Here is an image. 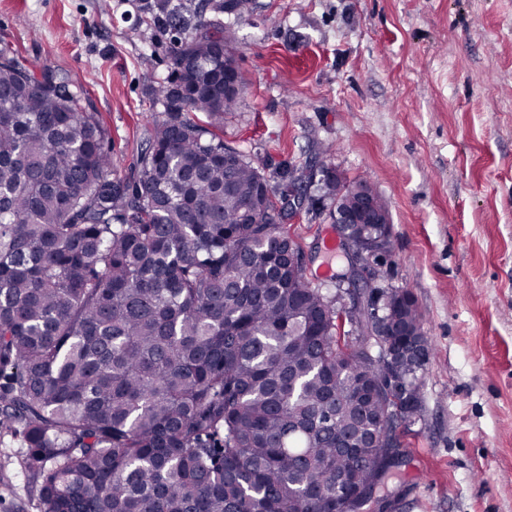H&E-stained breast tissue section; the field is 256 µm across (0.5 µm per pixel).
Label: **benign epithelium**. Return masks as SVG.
Wrapping results in <instances>:
<instances>
[{
  "label": "benign epithelium",
  "mask_w": 512,
  "mask_h": 512,
  "mask_svg": "<svg viewBox=\"0 0 512 512\" xmlns=\"http://www.w3.org/2000/svg\"><path fill=\"white\" fill-rule=\"evenodd\" d=\"M306 182L331 187L323 198L331 202V229L342 242L340 253L345 259V266L336 272V324L342 330L351 317L365 315L373 324V335H390L383 288L378 286L390 257L385 245L391 227L387 208L381 206L375 189L352 187L338 172L309 167L303 170L302 183L292 185L278 204L290 219L312 207L303 190Z\"/></svg>",
  "instance_id": "obj_1"
}]
</instances>
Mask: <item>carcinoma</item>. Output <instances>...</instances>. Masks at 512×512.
<instances>
[{"label":"carcinoma","mask_w":512,"mask_h":512,"mask_svg":"<svg viewBox=\"0 0 512 512\" xmlns=\"http://www.w3.org/2000/svg\"><path fill=\"white\" fill-rule=\"evenodd\" d=\"M181 12L130 179L75 85L0 52V426L43 512H354L402 463L376 437L420 414L430 350L385 337L407 391L357 392L380 367L337 343L336 305L272 223L300 166L241 223L265 173L224 167L239 95L179 91L199 79L184 58L217 79L237 38Z\"/></svg>","instance_id":"carcinoma-1"}]
</instances>
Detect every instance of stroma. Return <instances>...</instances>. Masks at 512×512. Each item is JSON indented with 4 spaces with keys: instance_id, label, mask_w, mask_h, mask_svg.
<instances>
[{
    "instance_id": "obj_1",
    "label": "stroma",
    "mask_w": 512,
    "mask_h": 512,
    "mask_svg": "<svg viewBox=\"0 0 512 512\" xmlns=\"http://www.w3.org/2000/svg\"><path fill=\"white\" fill-rule=\"evenodd\" d=\"M159 0H0V47L83 89L130 177L162 108L178 30ZM192 0L239 36L245 87L224 142L266 174L310 163L368 180L391 218L388 283L410 290L431 355L400 440L392 512H512V0ZM326 217L288 222L310 272ZM27 452L0 428V512H41Z\"/></svg>"
}]
</instances>
